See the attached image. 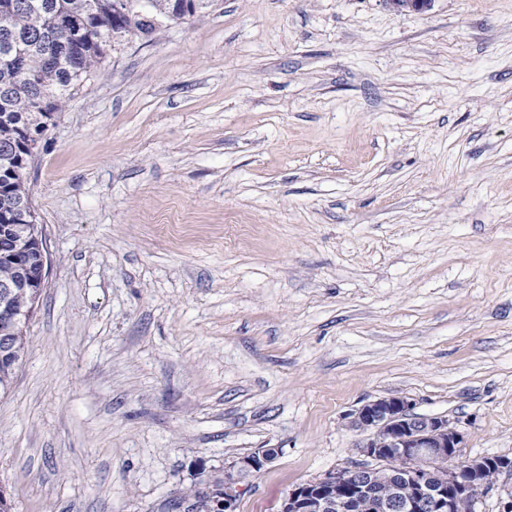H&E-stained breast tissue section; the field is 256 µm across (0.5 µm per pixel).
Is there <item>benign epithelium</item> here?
I'll use <instances>...</instances> for the list:
<instances>
[{
  "label": "benign epithelium",
  "mask_w": 512,
  "mask_h": 512,
  "mask_svg": "<svg viewBox=\"0 0 512 512\" xmlns=\"http://www.w3.org/2000/svg\"><path fill=\"white\" fill-rule=\"evenodd\" d=\"M433 0H388L396 13H425ZM30 281L0 276V299L16 288H42L48 271L44 239ZM352 426L368 433L356 446L360 459L350 466L299 484L288 491L282 512H473L475 500L490 490L512 459L486 464L460 461L463 433L442 416L419 414L402 396L371 400L354 413ZM274 461L269 450L239 457L224 466V495L203 503V512H235L242 475L258 473Z\"/></svg>",
  "instance_id": "obj_1"
}]
</instances>
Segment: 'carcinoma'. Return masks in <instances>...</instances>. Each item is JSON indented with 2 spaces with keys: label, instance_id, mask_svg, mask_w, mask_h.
<instances>
[{
  "label": "carcinoma",
  "instance_id": "1",
  "mask_svg": "<svg viewBox=\"0 0 512 512\" xmlns=\"http://www.w3.org/2000/svg\"><path fill=\"white\" fill-rule=\"evenodd\" d=\"M119 0H0V229L13 236L0 242V269L28 277L37 254L19 238L32 236L34 217L28 167L34 154L29 134L45 135L68 102L98 76L110 52L135 40L154 39L176 9L200 17L215 0H153L150 12L127 8ZM40 289L17 288L0 304V394L12 387L30 347L28 324L12 315L38 303Z\"/></svg>",
  "mask_w": 512,
  "mask_h": 512
}]
</instances>
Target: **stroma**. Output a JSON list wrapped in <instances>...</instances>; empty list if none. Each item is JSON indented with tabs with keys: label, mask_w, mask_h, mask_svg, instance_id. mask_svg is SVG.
Listing matches in <instances>:
<instances>
[{
	"label": "stroma",
	"mask_w": 512,
	"mask_h": 512,
	"mask_svg": "<svg viewBox=\"0 0 512 512\" xmlns=\"http://www.w3.org/2000/svg\"><path fill=\"white\" fill-rule=\"evenodd\" d=\"M48 273L0 396L14 512H237L401 395L512 458V0H219L111 54L28 169ZM275 460L270 453L269 448L254 452L234 459L224 466L225 476L234 475L232 480H227L224 484V475L216 477L212 483L205 488L193 492L197 501H204L208 497L206 489L214 496L221 495L224 486V496L207 499L203 503L204 512H235L239 498L240 474H253L265 470Z\"/></svg>",
	"instance_id": "1"
}]
</instances>
